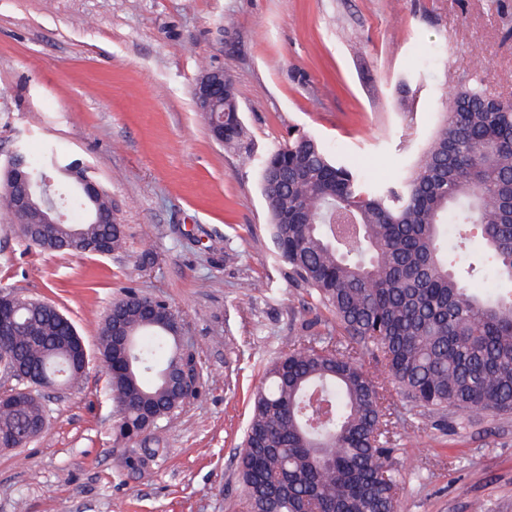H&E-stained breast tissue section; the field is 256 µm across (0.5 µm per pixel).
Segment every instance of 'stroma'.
Segmentation results:
<instances>
[{
  "label": "stroma",
  "instance_id": "obj_1",
  "mask_svg": "<svg viewBox=\"0 0 512 512\" xmlns=\"http://www.w3.org/2000/svg\"><path fill=\"white\" fill-rule=\"evenodd\" d=\"M228 71L255 161L210 135L193 88ZM512 101V0H0V170L54 150L103 185L120 254L25 249L0 213V288L54 304L90 354L44 391L48 427L0 449V512H245L236 455L267 362L297 339L303 294L266 232L260 165L289 134L389 187L417 163L445 93ZM166 300L201 360L197 395L137 473L116 433L99 328L126 288ZM396 512H512V414L458 432L390 400Z\"/></svg>",
  "mask_w": 512,
  "mask_h": 512
}]
</instances>
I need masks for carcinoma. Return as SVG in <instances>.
<instances>
[{"instance_id": "cac0c4a2", "label": "carcinoma", "mask_w": 512, "mask_h": 512, "mask_svg": "<svg viewBox=\"0 0 512 512\" xmlns=\"http://www.w3.org/2000/svg\"><path fill=\"white\" fill-rule=\"evenodd\" d=\"M447 112L415 169L394 187H376L334 161L316 138L298 135L260 166L269 232L288 283L322 307L300 322L302 338L265 370L250 397L237 459L247 512H395L402 485L391 468L394 432L383 383L366 373L370 354L409 414L462 420L512 414V102L479 85L446 93ZM224 145L242 151L245 131L228 81ZM26 244L52 253L123 250V224L17 227ZM484 260L469 262L471 238ZM108 241V250L98 240ZM492 272L501 288H483ZM14 331L0 344V370L15 380L0 401V448H17L46 427L35 381L74 386L85 368L74 324L50 303L11 291ZM130 292L112 302L122 314L124 349L104 317L98 352L109 376L120 437L146 441L197 393L195 351L170 333L178 316L164 301L146 316ZM164 455L146 448L126 458L138 471Z\"/></svg>"}]
</instances>
